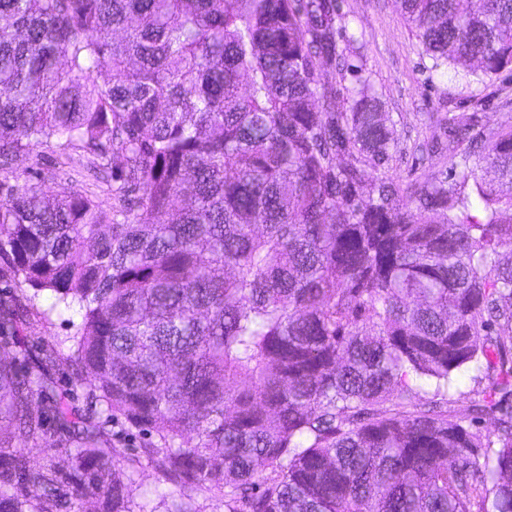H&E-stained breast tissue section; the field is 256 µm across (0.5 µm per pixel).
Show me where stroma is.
<instances>
[{
  "instance_id": "obj_1",
  "label": "stroma",
  "mask_w": 512,
  "mask_h": 512,
  "mask_svg": "<svg viewBox=\"0 0 512 512\" xmlns=\"http://www.w3.org/2000/svg\"><path fill=\"white\" fill-rule=\"evenodd\" d=\"M339 4L341 24L352 38L344 48L345 57L363 68L384 111L397 122L399 150L389 163L390 175L409 181L444 168L442 155L418 149L429 135L427 113H472L484 132L512 121V73L471 84L434 73L394 0H339ZM11 170L34 183L40 173L50 170L56 181L79 183L99 201L107 199L103 180L76 154L59 165L50 151L39 148L14 161Z\"/></svg>"
}]
</instances>
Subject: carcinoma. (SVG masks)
<instances>
[{"label": "carcinoma", "mask_w": 512, "mask_h": 512, "mask_svg": "<svg viewBox=\"0 0 512 512\" xmlns=\"http://www.w3.org/2000/svg\"><path fill=\"white\" fill-rule=\"evenodd\" d=\"M395 2L432 69H512V0ZM334 14L0 0V165L81 152L112 200L0 179V263L33 290L0 296V512H145V466L189 491L166 512H512V123L432 113L448 168L395 180L373 85L343 112L325 80ZM37 298L78 315L70 356L20 342ZM118 416L153 439L113 447ZM59 388L63 396L69 401L76 409L83 410L87 413L86 396L88 388L81 383L71 369L66 365H61L57 371Z\"/></svg>", "instance_id": "cac0c4a2"}]
</instances>
